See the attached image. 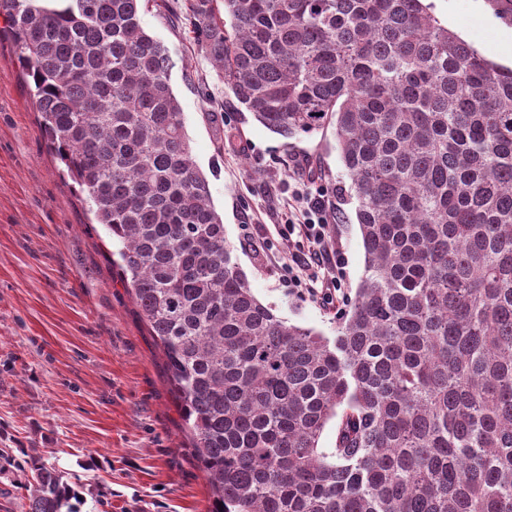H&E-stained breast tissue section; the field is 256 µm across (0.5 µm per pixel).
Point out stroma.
<instances>
[{
  "label": "stroma",
  "instance_id": "stroma-1",
  "mask_svg": "<svg viewBox=\"0 0 512 512\" xmlns=\"http://www.w3.org/2000/svg\"><path fill=\"white\" fill-rule=\"evenodd\" d=\"M188 0H147L145 29L175 61L171 84L193 157L207 175L233 255L255 297L289 323L331 337L365 274L355 207L333 127L286 140L240 106L188 26ZM442 25L488 60L512 66L505 23L486 0H431ZM30 86L0 38V448L39 449L84 486L81 512H208L205 474L190 446L155 339L112 265V241L50 149ZM326 190L333 302L288 287L281 229L302 223L301 190ZM254 225L247 245L243 225Z\"/></svg>",
  "mask_w": 512,
  "mask_h": 512
}]
</instances>
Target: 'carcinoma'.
I'll use <instances>...</instances> for the list:
<instances>
[{"label":"carcinoma","instance_id":"obj_1","mask_svg":"<svg viewBox=\"0 0 512 512\" xmlns=\"http://www.w3.org/2000/svg\"><path fill=\"white\" fill-rule=\"evenodd\" d=\"M0 16L163 347L208 512H512V68L424 0H190L258 122L334 128L365 277L330 339L233 260L141 0H0ZM17 473L26 512H77L83 485L0 448V478Z\"/></svg>","mask_w":512,"mask_h":512}]
</instances>
